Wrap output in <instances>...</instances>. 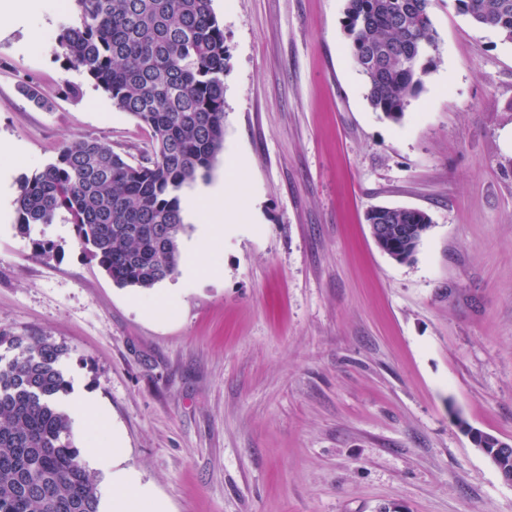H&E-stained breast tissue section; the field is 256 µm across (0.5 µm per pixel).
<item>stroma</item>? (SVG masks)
I'll return each mask as SVG.
<instances>
[{
  "instance_id": "1",
  "label": "stroma",
  "mask_w": 512,
  "mask_h": 512,
  "mask_svg": "<svg viewBox=\"0 0 512 512\" xmlns=\"http://www.w3.org/2000/svg\"><path fill=\"white\" fill-rule=\"evenodd\" d=\"M343 7L212 0L224 145L192 188L236 161L245 212L199 276L149 290L113 284L66 215L18 232L22 176L79 139L134 162L149 135L58 48L71 0L0 18L17 147L0 157V329L65 347L64 405H102L74 444L120 438L169 512H512L453 419L512 444V42L435 0L439 55L394 123L366 100ZM375 206L430 215L413 261L378 248Z\"/></svg>"
}]
</instances>
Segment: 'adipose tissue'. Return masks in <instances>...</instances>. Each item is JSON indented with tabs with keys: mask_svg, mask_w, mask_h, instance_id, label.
<instances>
[{
	"mask_svg": "<svg viewBox=\"0 0 512 512\" xmlns=\"http://www.w3.org/2000/svg\"><path fill=\"white\" fill-rule=\"evenodd\" d=\"M232 181L215 184L205 195L187 198L184 211L197 223L206 225L208 231H223L224 222L238 216L237 209L225 208L226 199L237 194ZM85 454L98 468L110 471L115 492L112 496V512H165L166 505L154 489L141 481L138 472L125 463V451L121 448L91 446Z\"/></svg>",
	"mask_w": 512,
	"mask_h": 512,
	"instance_id": "obj_1",
	"label": "adipose tissue"
}]
</instances>
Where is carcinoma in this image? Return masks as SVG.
I'll list each match as a JSON object with an SVG mask.
<instances>
[{"label": "carcinoma", "instance_id": "cac0c4a2", "mask_svg": "<svg viewBox=\"0 0 512 512\" xmlns=\"http://www.w3.org/2000/svg\"><path fill=\"white\" fill-rule=\"evenodd\" d=\"M212 0H73L74 19L57 43L70 66L95 82L148 131L142 161L95 139L64 146L42 170L21 178L17 228L31 233L60 213L91 259L122 287L147 290L171 277L186 232L184 187L211 170L224 144V28ZM478 26L512 42V0H455ZM433 0H345L344 28L376 112L400 122L434 66ZM379 224H421L423 211L376 207ZM422 241L397 240L404 262ZM0 512H100L98 476L81 462L61 405L69 394L62 345L0 330ZM478 445L512 474V445Z\"/></svg>", "mask_w": 512, "mask_h": 512}]
</instances>
